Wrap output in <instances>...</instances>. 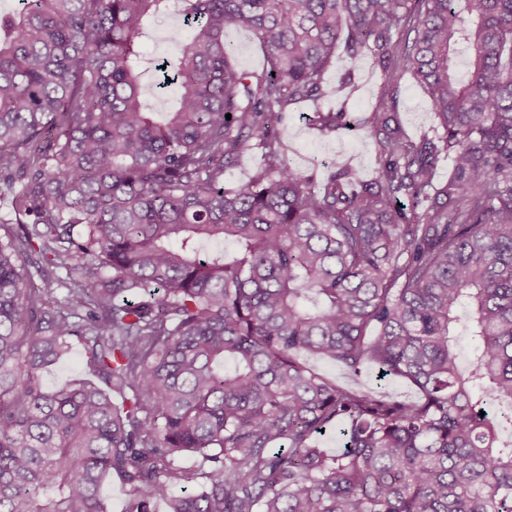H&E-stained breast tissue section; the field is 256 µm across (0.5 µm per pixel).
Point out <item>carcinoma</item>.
I'll return each instance as SVG.
<instances>
[{"label":"carcinoma","instance_id":"1","mask_svg":"<svg viewBox=\"0 0 512 512\" xmlns=\"http://www.w3.org/2000/svg\"><path fill=\"white\" fill-rule=\"evenodd\" d=\"M170 15L177 53L152 57ZM341 45L379 104L316 125L366 131L375 175L317 190L279 125ZM407 76L442 135L406 131ZM2 187L0 512H108L114 476L125 512H512V0H22L0 10ZM75 339L93 379L48 389ZM231 35L234 41V59L238 67L245 70H261L265 57L258 42L243 31H232ZM259 163L257 154L243 155L238 163L229 168L224 174L226 187H236L249 181Z\"/></svg>","mask_w":512,"mask_h":512}]
</instances>
